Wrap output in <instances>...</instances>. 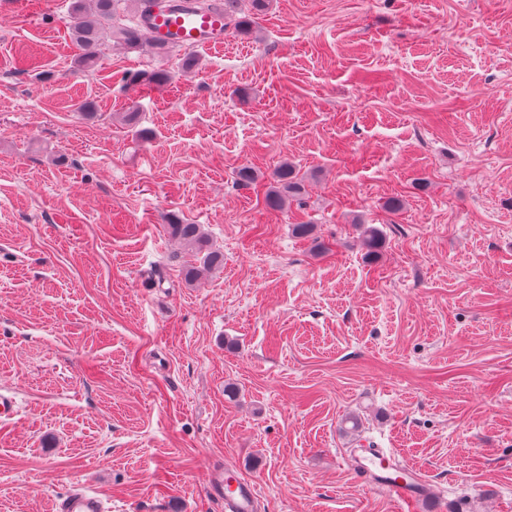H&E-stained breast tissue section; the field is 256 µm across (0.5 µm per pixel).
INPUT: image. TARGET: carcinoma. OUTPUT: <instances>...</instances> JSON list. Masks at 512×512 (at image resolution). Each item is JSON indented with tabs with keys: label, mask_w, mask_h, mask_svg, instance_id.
Returning <instances> with one entry per match:
<instances>
[{
	"label": "carcinoma",
	"mask_w": 512,
	"mask_h": 512,
	"mask_svg": "<svg viewBox=\"0 0 512 512\" xmlns=\"http://www.w3.org/2000/svg\"><path fill=\"white\" fill-rule=\"evenodd\" d=\"M239 2L240 0H196L202 10H209L218 3L223 5L224 18L242 28L248 26L249 21L238 17ZM128 4L138 13L147 7L163 9L167 7V0H69L67 28L71 42L80 51L77 59L79 66L85 69L94 67L99 58V47L108 41L126 51L137 50L145 44L157 55L170 51V47L164 43L151 41L141 26L125 23L121 12L125 11ZM302 190L303 185L294 166L284 162L274 175V185L265 194V207L281 211L286 201L299 196ZM165 222L171 235L194 257V262L184 270L185 281L193 282L224 265V254L209 242L201 225L186 224L169 216L165 218ZM360 233L368 250L375 251L381 239L379 229L362 224Z\"/></svg>",
	"instance_id": "1"
}]
</instances>
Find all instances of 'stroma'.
Segmentation results:
<instances>
[{
  "label": "stroma",
  "instance_id": "stroma-1",
  "mask_svg": "<svg viewBox=\"0 0 512 512\" xmlns=\"http://www.w3.org/2000/svg\"><path fill=\"white\" fill-rule=\"evenodd\" d=\"M66 16L0 0V512H224L227 465L258 512H398L363 446L512 512V0H269L188 72L84 71ZM171 214L223 268L184 280ZM303 190L301 179L293 165L284 162L274 175V185L265 194V207L273 211H281L287 199L298 197ZM109 509L101 498L82 485L73 486L58 499L55 507L56 512H108Z\"/></svg>",
  "mask_w": 512,
  "mask_h": 512
}]
</instances>
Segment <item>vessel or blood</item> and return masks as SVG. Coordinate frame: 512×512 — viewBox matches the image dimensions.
Here are the masks:
<instances>
[{
	"label": "vessel or blood",
	"mask_w": 512,
	"mask_h": 512,
	"mask_svg": "<svg viewBox=\"0 0 512 512\" xmlns=\"http://www.w3.org/2000/svg\"><path fill=\"white\" fill-rule=\"evenodd\" d=\"M144 27L155 39L185 48H220L224 45V12H198L187 0L178 9L155 13ZM347 465L363 482L388 492L400 512H446L445 499L415 468L401 464L394 451L360 448ZM210 491L222 499L225 512H255L257 490L253 483L241 481L228 472L215 471ZM56 512H108L104 501L88 488L76 485L61 496Z\"/></svg>",
	"instance_id": "vessel-or-blood-1"
}]
</instances>
